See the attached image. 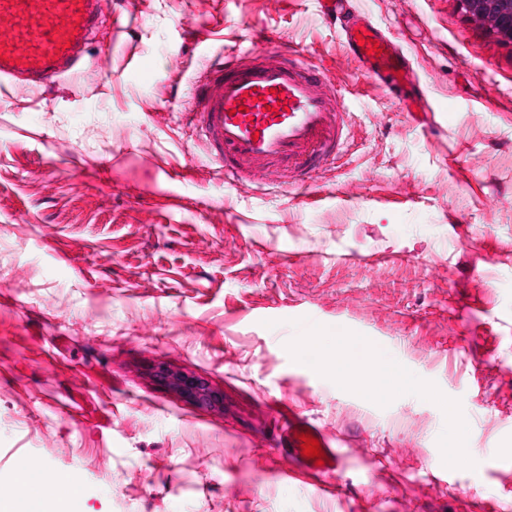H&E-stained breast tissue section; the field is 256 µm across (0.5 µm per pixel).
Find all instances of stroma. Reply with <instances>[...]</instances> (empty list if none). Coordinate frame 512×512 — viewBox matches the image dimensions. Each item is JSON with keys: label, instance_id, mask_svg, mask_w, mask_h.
Segmentation results:
<instances>
[{"label": "stroma", "instance_id": "obj_1", "mask_svg": "<svg viewBox=\"0 0 512 512\" xmlns=\"http://www.w3.org/2000/svg\"><path fill=\"white\" fill-rule=\"evenodd\" d=\"M349 5L428 109L360 76L319 0H108L79 69L0 91V481L39 458L34 493L64 474L73 512H512V46L455 0ZM270 36L356 124L306 187L228 186L182 113L204 66ZM313 332L436 397L337 387L291 350ZM283 404L335 438L332 492L288 478ZM452 411L478 450L462 465L438 456ZM155 375L166 387L193 400L200 406H212L214 403L213 392L209 385L201 379L171 370L165 366H159Z\"/></svg>", "mask_w": 512, "mask_h": 512}]
</instances>
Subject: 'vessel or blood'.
I'll use <instances>...</instances> for the list:
<instances>
[{"mask_svg":"<svg viewBox=\"0 0 512 512\" xmlns=\"http://www.w3.org/2000/svg\"><path fill=\"white\" fill-rule=\"evenodd\" d=\"M105 0H0V81L48 86L73 71L105 16ZM344 39L361 74L406 99L414 71L394 40L367 16L346 22ZM345 113L320 72L301 58H276L262 46L225 56L199 79L187 120L225 184L243 172L291 171L298 185L335 159L344 144ZM277 449L293 468L322 482L342 465L324 429L291 410L279 414ZM318 440L322 462L302 453V435Z\"/></svg>","mask_w":512,"mask_h":512,"instance_id":"vessel-or-blood-1","label":"vessel or blood"}]
</instances>
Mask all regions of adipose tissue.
<instances>
[{"label":"adipose tissue","instance_id":"adipose-tissue-1","mask_svg":"<svg viewBox=\"0 0 512 512\" xmlns=\"http://www.w3.org/2000/svg\"><path fill=\"white\" fill-rule=\"evenodd\" d=\"M292 349L299 359H313L322 374L348 389L371 394L382 381L386 384L384 394L389 397L409 382L396 364L365 354L362 344L341 335L331 341L322 336H303L294 340Z\"/></svg>","mask_w":512,"mask_h":512}]
</instances>
